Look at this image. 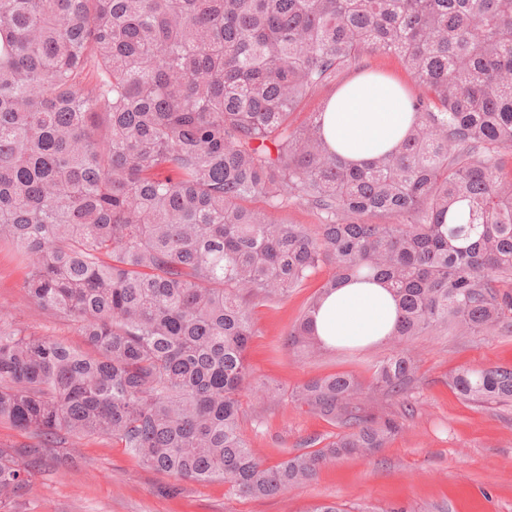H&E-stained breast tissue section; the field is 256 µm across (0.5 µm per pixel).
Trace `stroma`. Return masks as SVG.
Here are the masks:
<instances>
[{
    "label": "stroma",
    "mask_w": 512,
    "mask_h": 512,
    "mask_svg": "<svg viewBox=\"0 0 512 512\" xmlns=\"http://www.w3.org/2000/svg\"><path fill=\"white\" fill-rule=\"evenodd\" d=\"M322 268L288 298L257 307L256 334L247 358L256 375L292 390L315 377L348 374L370 383L390 345L329 348L315 357L286 346L289 329L330 276ZM24 269L0 245V316L39 336L82 344L75 326L48 315L23 290ZM411 349L418 369L407 391L414 406L384 405L400 425L385 448L367 457H345L324 467L311 483L262 500L230 494L223 481L184 482L148 470L106 437L54 449L31 468L30 486L7 512H312L322 503L347 512H512V403L462 402L448 385L461 368L512 365L511 336H423ZM243 430L267 464L327 440L336 426L288 401L242 396Z\"/></svg>",
    "instance_id": "obj_1"
}]
</instances>
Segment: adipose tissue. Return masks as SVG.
<instances>
[{
  "mask_svg": "<svg viewBox=\"0 0 512 512\" xmlns=\"http://www.w3.org/2000/svg\"><path fill=\"white\" fill-rule=\"evenodd\" d=\"M322 120L330 148L360 164L402 141L413 113L400 79L364 72L326 101ZM396 318V304L384 285L348 280L324 299L315 316L314 331L325 344L364 348L382 342Z\"/></svg>",
  "mask_w": 512,
  "mask_h": 512,
  "instance_id": "1",
  "label": "adipose tissue"
}]
</instances>
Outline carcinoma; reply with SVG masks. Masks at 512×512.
<instances>
[{"label": "carcinoma", "instance_id": "1", "mask_svg": "<svg viewBox=\"0 0 512 512\" xmlns=\"http://www.w3.org/2000/svg\"><path fill=\"white\" fill-rule=\"evenodd\" d=\"M369 52L422 84L394 149L362 165L331 151L322 113L294 110ZM512 0H0V242L23 288L84 346L0 317V419L36 443L0 448V509L30 464L104 436L146 468L221 480L245 499L312 482L397 430L407 342L448 329L512 333ZM302 201L307 227L274 214ZM457 224L445 221L458 206ZM380 217L382 223H370ZM328 266L288 332L309 356L322 301L381 280L393 352L286 392L256 377L254 310ZM464 401L512 402V367L460 369ZM287 399L344 427L268 466L241 394Z\"/></svg>", "mask_w": 512, "mask_h": 512}]
</instances>
